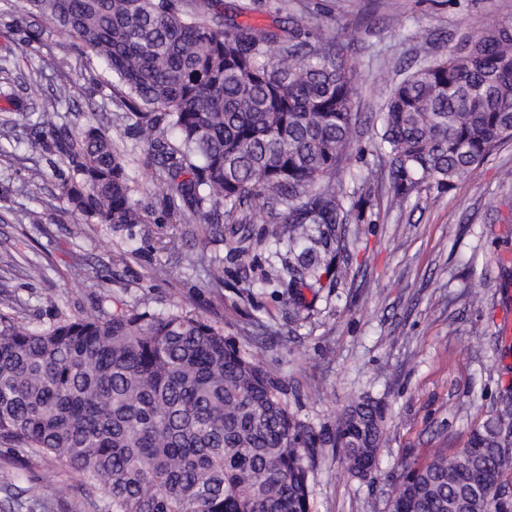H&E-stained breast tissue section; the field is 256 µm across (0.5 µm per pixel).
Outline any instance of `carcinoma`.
<instances>
[{
	"mask_svg": "<svg viewBox=\"0 0 512 512\" xmlns=\"http://www.w3.org/2000/svg\"><path fill=\"white\" fill-rule=\"evenodd\" d=\"M109 69L144 144L170 224L220 228L264 211L288 225V286L342 267L338 175L360 96L345 29L304 39L224 18L220 0H25ZM76 86L53 90L68 104ZM391 178L407 191L451 187L512 142V27L401 79L381 110ZM69 169L61 195L87 224H149L104 129L50 124L27 141ZM385 406L361 396L320 428L290 411L282 382L221 328L148 304L95 306L29 326L0 311V441L80 474L101 512H310L316 448H337L348 473L376 465ZM512 408L474 429L467 447L400 463L389 512H508ZM66 486L27 490L46 506Z\"/></svg>",
	"mask_w": 512,
	"mask_h": 512,
	"instance_id": "cac0c4a2",
	"label": "carcinoma"
}]
</instances>
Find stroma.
Listing matches in <instances>:
<instances>
[{"label":"stroma","instance_id":"obj_1","mask_svg":"<svg viewBox=\"0 0 512 512\" xmlns=\"http://www.w3.org/2000/svg\"><path fill=\"white\" fill-rule=\"evenodd\" d=\"M246 4L240 23L286 28L287 15L305 14L311 38L345 28L362 95L358 126L342 174L346 223L337 225L336 259L344 270L295 293L288 288L284 225L254 216L238 234L214 238L205 224H166L144 149L126 110L116 103L112 75L84 54L75 37L47 16L42 35L25 45L24 0H0V123L13 137L1 143L0 258L16 263L6 293L24 323H49L100 299L131 308L149 302L157 311L180 308L208 323L248 352L287 387L292 412L319 426L360 394L385 401V441L370 478L345 472L334 448L316 449L311 461V512H388L400 463L430 459L438 450L464 447L471 431L500 412L512 394V143L463 181L444 189H413L403 206L392 203L390 162L380 146L379 111L416 60L421 43L437 53L470 32L512 23V0H223L225 12ZM68 80L77 95L51 105L52 90ZM60 126L100 125L134 180L133 197L152 221L113 227L82 224L60 198L67 168L56 155L16 146L44 120ZM40 167L39 186L26 182ZM42 211L41 223L27 219ZM248 259H240V247ZM224 268L212 282L210 261ZM43 264L32 280L26 264ZM87 275L74 279L73 265ZM482 303H470L473 294ZM68 485L47 512H97L73 471L23 458L0 443V512H23L25 491L38 484Z\"/></svg>","mask_w":512,"mask_h":512}]
</instances>
